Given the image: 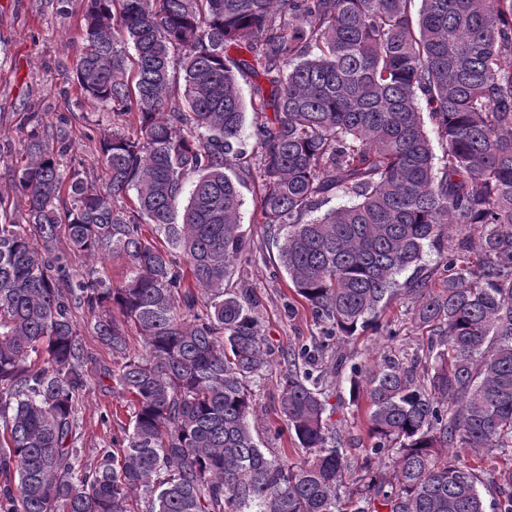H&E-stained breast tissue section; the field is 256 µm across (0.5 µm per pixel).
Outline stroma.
<instances>
[{
	"label": "stroma",
	"mask_w": 512,
	"mask_h": 512,
	"mask_svg": "<svg viewBox=\"0 0 512 512\" xmlns=\"http://www.w3.org/2000/svg\"><path fill=\"white\" fill-rule=\"evenodd\" d=\"M84 0H66L56 9L50 0H0V194L7 195L16 211H24L23 197L10 194L12 174L24 151L25 136L19 127L22 112H41L46 122L57 123L60 116L72 119L70 131L74 147L61 158L62 168L79 166L90 173L100 170L91 142L99 125L110 116L84 99L70 78L73 59L84 43ZM244 199L242 224L251 243L250 259L238 267L233 287L248 290L255 304L266 343L272 351L269 366L252 385L258 406L255 423L270 451L288 454L301 461L304 453L276 436L283 428L279 410V382L284 373L283 356L301 342L311 341L321 331L304 302L291 288L286 273L279 268L278 250L265 225L252 216L259 203V187H242ZM415 300L406 296L388 303L382 321L395 337L364 333L337 338L335 347L353 361L371 366L390 354L402 359L412 357L425 347L427 337L413 322ZM82 342L89 356L90 389L78 407V445L86 454L112 445L113 435L128 423L131 410L119 389L104 378L105 368L117 360L91 332ZM328 412L339 430L348 454L362 460L370 445L366 406L349 401L345 385H338L329 399Z\"/></svg>",
	"instance_id": "35a3bbf8"
}]
</instances>
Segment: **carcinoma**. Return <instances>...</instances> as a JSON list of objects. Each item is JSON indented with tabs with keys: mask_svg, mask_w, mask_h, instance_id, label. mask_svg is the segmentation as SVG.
Instances as JSON below:
<instances>
[{
	"mask_svg": "<svg viewBox=\"0 0 512 512\" xmlns=\"http://www.w3.org/2000/svg\"><path fill=\"white\" fill-rule=\"evenodd\" d=\"M83 20L73 78L133 129L100 133L99 183L60 169L70 119L20 114L26 209L0 195V475L16 476L0 512H135L136 490L145 512H512L511 468L451 458L512 448V0H86ZM240 46L250 60L229 56ZM246 70L257 153L232 178ZM249 179L253 223L324 323L326 340L286 356L279 405L301 464L250 427L270 351L250 294L229 287L250 253ZM450 228L478 242L458 239L432 293L424 248ZM62 231L91 263L81 274L54 249ZM110 256L117 283L96 267ZM405 295L428 333L424 372L416 357L336 355L331 337L378 330ZM78 310L121 356L103 374L132 408L119 453L90 463ZM342 373L369 408L359 467L327 416Z\"/></svg>",
	"mask_w": 512,
	"mask_h": 512,
	"instance_id": "cac0c4a2",
	"label": "carcinoma"
}]
</instances>
